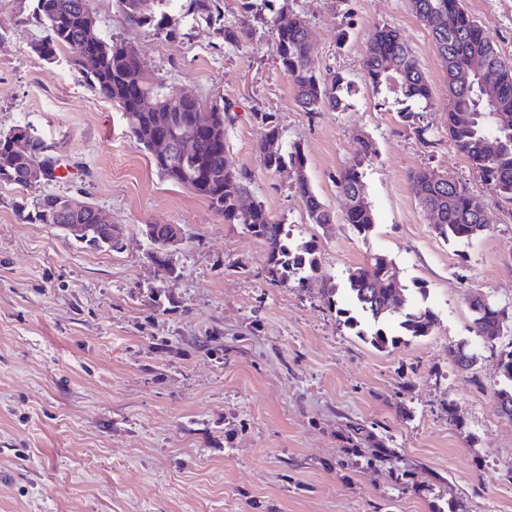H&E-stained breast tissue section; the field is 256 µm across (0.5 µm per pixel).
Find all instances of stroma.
Wrapping results in <instances>:
<instances>
[{
  "label": "stroma",
  "instance_id": "35a3bbf8",
  "mask_svg": "<svg viewBox=\"0 0 512 512\" xmlns=\"http://www.w3.org/2000/svg\"><path fill=\"white\" fill-rule=\"evenodd\" d=\"M226 23L176 36L132 25L117 0H94L101 27L137 47L143 76L224 106V143L261 204L293 241L315 240L306 281L271 282L265 246L241 224L161 179L121 111L70 67L34 54L32 0H0V132L31 123L61 158L48 187L108 213L121 251L93 250L21 219L40 194L0 182V512H512V420L495 411L502 337L484 346L471 301L512 310V212L494 206L465 243L444 241L415 195L430 168L493 193L448 138V86L429 29L409 0H294L321 70L350 82L341 111L303 112L265 24L224 0ZM512 62V0H464ZM400 32L418 58L433 106L405 118L395 94L363 73L375 28ZM346 41H339L340 32ZM299 144L305 175L333 224L309 223L288 170L267 171L261 116ZM376 215L362 236L344 222L336 180L361 140ZM149 224H176L175 280L148 257ZM392 259L411 304L436 315L428 335L380 351L322 293L344 286L368 256ZM421 283L425 295L413 293ZM467 343V370L448 355ZM388 448L346 447L347 425Z\"/></svg>",
  "mask_w": 512,
  "mask_h": 512
}]
</instances>
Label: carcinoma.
Listing matches in <instances>:
<instances>
[{
	"instance_id": "carcinoma-1",
	"label": "carcinoma",
	"mask_w": 512,
	"mask_h": 512,
	"mask_svg": "<svg viewBox=\"0 0 512 512\" xmlns=\"http://www.w3.org/2000/svg\"><path fill=\"white\" fill-rule=\"evenodd\" d=\"M33 16L44 28V35L31 45L41 59L51 61L57 50L70 52V64L89 82L99 97L112 102L122 112L126 126L136 143L151 150L146 129L169 132L182 122L186 114L194 118L193 132L197 151L188 157L178 155L161 161L153 159L158 175L205 199L226 224H242L266 245L265 269L273 282H284L290 273L313 272L317 268V248L313 241H302L291 247L285 243L288 233L284 225L273 221L265 208L257 204L250 211L239 208V200L248 192L251 174L237 168L230 160L224 143L226 111L217 104L207 109L198 101L178 105H162L154 113L139 110L138 100L149 95L165 97V88L138 78L143 71L140 56L127 51V46L114 43L100 34L99 24L87 23L93 10V0H33ZM173 0H118L128 20L138 26L174 34L184 22L202 20L219 25L218 34L227 42H239L242 32L224 22V0H181L178 11L171 10ZM241 13L252 15L270 27L272 49L278 64L292 81L299 107L310 114L324 110H342L345 107L343 91L348 80L340 72H321L310 52L306 37L307 25L302 15L294 24L284 27L279 22L280 11L271 17L264 10L275 0H236ZM413 11L432 34L435 47L448 85V137L481 174L494 192L497 205L512 204V125H501L489 118L491 112L512 113V65L500 57L493 37L462 6V0H412ZM93 52L100 58L99 67L85 70L77 53ZM480 57L496 75L493 87L486 89L469 76L471 60ZM365 80L374 91L396 89L405 100L429 106L431 92L428 78L400 33L390 27H377L366 47L363 60ZM265 133L260 143L265 168L278 172L290 167L297 175L296 188L303 200L306 216L312 224H330L332 215L319 196L310 187L305 176L306 155L300 145L293 144L287 152H266L269 140H282L278 126L264 122ZM11 132H0V181L27 187V173L33 159L21 160L12 156ZM372 150L361 142L353 160L339 176L344 196L351 198L365 194L364 167L371 160ZM418 202L423 208L438 211L436 232L447 242L469 241L477 237L488 224L489 202L470 193L458 180L443 184L435 181V172L429 168L413 176ZM24 219L38 224H69L68 197L43 191L21 207ZM345 223L359 234L372 232L374 213L367 201L350 205L344 214ZM149 258L168 278L175 279L172 255L163 249L162 239L150 237ZM83 244L92 249H122V239L108 242L91 236ZM399 284L396 267L387 255L375 253L367 262L353 269L347 277L346 291L354 305L371 327L370 333H361L375 348L386 351L403 343L398 336L386 334L383 325L400 314L399 327L404 335L426 336L435 323V314L429 308L403 312L405 299L393 295V286ZM512 330V316L493 302L481 306L474 313L473 332L482 342L494 347L504 333ZM455 365L471 367L476 356L457 345L449 349ZM345 442L352 448L366 444L384 448L386 444L374 432L354 423L347 426Z\"/></svg>"
}]
</instances>
